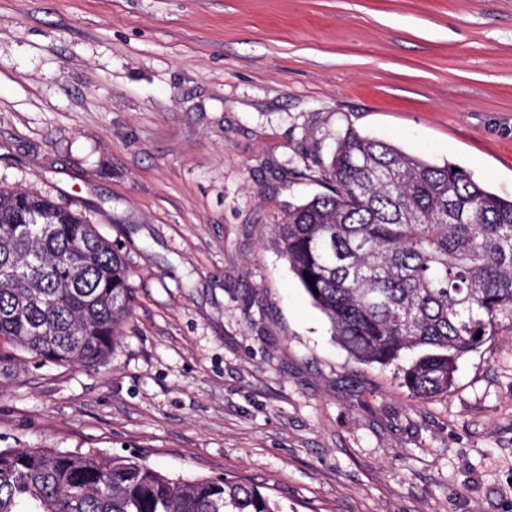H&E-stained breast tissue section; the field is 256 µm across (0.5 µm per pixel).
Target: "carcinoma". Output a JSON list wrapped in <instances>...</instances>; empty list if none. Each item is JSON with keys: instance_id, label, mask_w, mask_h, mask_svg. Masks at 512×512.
Returning a JSON list of instances; mask_svg holds the SVG:
<instances>
[{"instance_id": "1", "label": "carcinoma", "mask_w": 512, "mask_h": 512, "mask_svg": "<svg viewBox=\"0 0 512 512\" xmlns=\"http://www.w3.org/2000/svg\"><path fill=\"white\" fill-rule=\"evenodd\" d=\"M322 172L329 192L275 225L281 254L355 360L406 362L414 400L448 392L458 360L512 318V198L352 127ZM129 278L81 214L0 191V364L105 361L133 311ZM0 512L281 510L254 484L174 480L136 457L8 448Z\"/></svg>"}]
</instances>
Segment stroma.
Here are the masks:
<instances>
[{"label": "stroma", "instance_id": "stroma-1", "mask_svg": "<svg viewBox=\"0 0 512 512\" xmlns=\"http://www.w3.org/2000/svg\"><path fill=\"white\" fill-rule=\"evenodd\" d=\"M355 128L512 196V0H0V190L116 243L111 357L0 364V448L242 479L284 512H512V320L411 399L274 244Z\"/></svg>", "mask_w": 512, "mask_h": 512}]
</instances>
